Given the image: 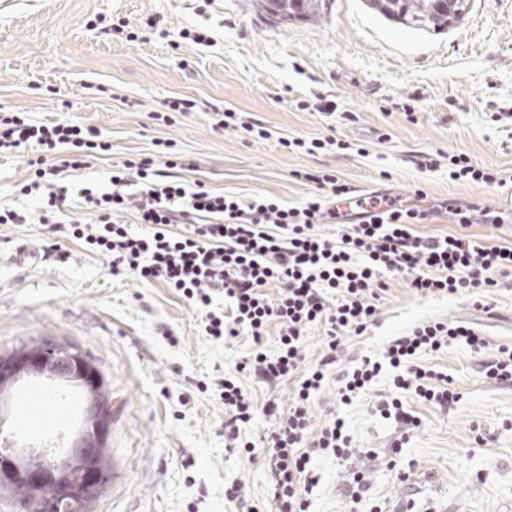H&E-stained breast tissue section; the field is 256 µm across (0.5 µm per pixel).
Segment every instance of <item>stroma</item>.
Here are the masks:
<instances>
[{
	"mask_svg": "<svg viewBox=\"0 0 512 512\" xmlns=\"http://www.w3.org/2000/svg\"><path fill=\"white\" fill-rule=\"evenodd\" d=\"M124 19L129 34L109 37L88 22ZM199 29L212 46L173 45L179 30ZM198 112L153 115L172 97ZM207 103L232 106L270 130L253 142L214 131ZM0 106L49 121H82L112 143L91 160L75 187L107 185L117 162L174 143L198 178L224 193H261L295 205L316 194L303 172L336 175L358 193L411 198L425 192L446 212L420 234L453 233L454 209L489 205L512 216V0H472L466 17L435 34L387 21L362 0H328L320 18L272 22L255 0H0ZM335 133L347 155L292 152L281 141ZM468 156L498 172L493 187L453 181L447 167L418 168L423 155ZM35 154L0 157V204L33 210L16 186ZM43 224H0V354L43 338L89 353L109 383L116 416L106 439L109 477L89 512H266L263 458L246 461L224 446V409L191 384L235 375L246 342L201 336L194 313L168 288L110 275L104 261L68 243L67 263L45 261ZM421 298L399 280L377 302V322L345 336L338 368L381 356L413 325L457 321L490 345L512 347V279L487 297ZM424 368L448 374L458 400L440 409L408 398L411 422L381 416L389 375L345 406L328 379L312 415L341 414L367 488L352 497L335 459L316 462L313 512H512V387L486 378L462 343L423 354ZM245 483L246 505L224 498V484Z\"/></svg>",
	"mask_w": 512,
	"mask_h": 512,
	"instance_id": "stroma-1",
	"label": "stroma"
}]
</instances>
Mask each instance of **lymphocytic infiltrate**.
<instances>
[{
	"label": "lymphocytic infiltrate",
	"instance_id": "obj_1",
	"mask_svg": "<svg viewBox=\"0 0 512 512\" xmlns=\"http://www.w3.org/2000/svg\"><path fill=\"white\" fill-rule=\"evenodd\" d=\"M25 147L39 157L30 161L18 192L37 209L0 206V224L35 218L48 225L41 247L46 261L67 262L62 243L75 241L104 258L113 277H130L144 287L162 284L195 312L207 340L249 339L239 372L268 384L290 383L284 411L275 401L255 400L228 376L195 383L198 391H213L224 409L226 447L247 459L265 453L270 512H311L320 480L314 464L323 457L344 465L352 494L362 492L366 476L355 464L362 451L353 446L344 418L330 417L318 427L311 409L336 367L342 337L362 335L374 324L387 278L403 280L421 297H446L497 287L499 278L512 273V246L487 245L466 234H417L413 224L428 219V211L398 208L384 196L359 222L326 234L324 225L335 223L352 192L336 175L305 174L318 192L296 206L268 195L240 198L183 178L190 164L166 141L147 156L114 165L107 185L77 190L94 214L88 223L67 211L74 191L68 178L87 169L91 159L111 155L110 140L92 125L0 110V156ZM128 214L142 232L126 224ZM315 328L323 333L324 352L308 366L307 335ZM272 333L277 351L271 355L265 342ZM454 341L482 354L487 377L512 383V348H491L460 322L428 321L391 340L381 358L364 357L345 370L339 402L351 404L388 368L394 391L377 401L381 414L407 418L405 393L433 405L455 403L447 375L417 362L419 354L447 350ZM260 414L274 423L256 443L242 428Z\"/></svg>",
	"mask_w": 512,
	"mask_h": 512
}]
</instances>
